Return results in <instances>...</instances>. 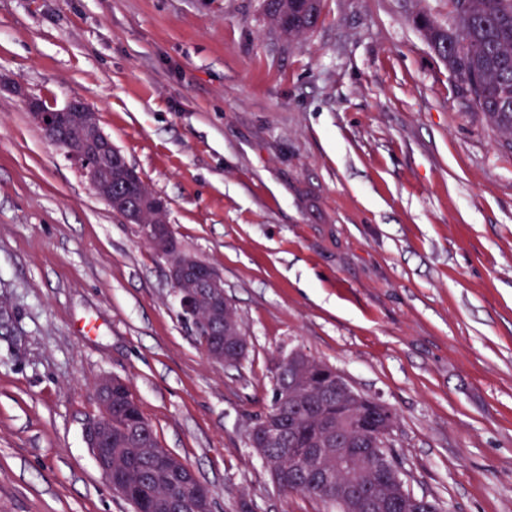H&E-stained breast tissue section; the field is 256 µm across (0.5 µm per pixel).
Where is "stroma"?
Instances as JSON below:
<instances>
[{"instance_id": "obj_1", "label": "stroma", "mask_w": 512, "mask_h": 512, "mask_svg": "<svg viewBox=\"0 0 512 512\" xmlns=\"http://www.w3.org/2000/svg\"><path fill=\"white\" fill-rule=\"evenodd\" d=\"M448 0H0V512H129L84 440L105 375L214 512H331L248 442L299 349L397 416L411 492L512 512V148L414 23ZM81 97L224 276L210 362L167 269L29 118ZM295 4L291 0H263L262 8L266 14L273 18L280 32L284 35H294L312 29L318 22L321 14L322 0H298ZM288 12L292 20H288ZM285 20L286 23L280 24Z\"/></svg>"}]
</instances>
